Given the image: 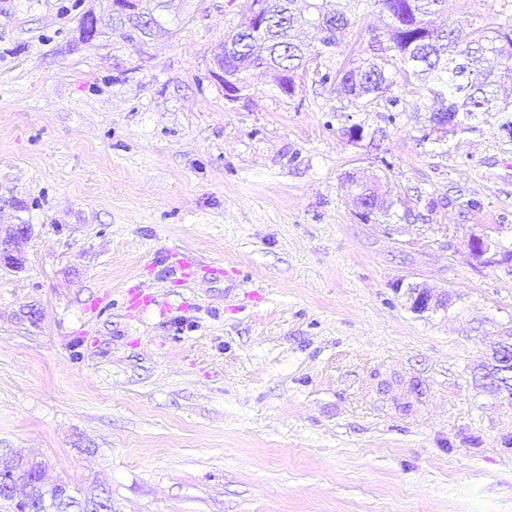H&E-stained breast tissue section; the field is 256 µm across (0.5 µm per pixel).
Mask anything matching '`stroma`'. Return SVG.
<instances>
[{
    "instance_id": "stroma-1",
    "label": "stroma",
    "mask_w": 512,
    "mask_h": 512,
    "mask_svg": "<svg viewBox=\"0 0 512 512\" xmlns=\"http://www.w3.org/2000/svg\"><path fill=\"white\" fill-rule=\"evenodd\" d=\"M250 3L179 0L127 41L111 0H0V448L112 512H512V404L481 379L512 333V139L435 143L399 86L395 120L340 111L319 76L370 55L372 0L294 96L255 70L228 99ZM411 285L453 302L416 313ZM245 25V22L240 24V26L237 28L236 31H234L232 34L227 36L228 38H233L235 36L239 37H246L245 39H248L246 35H248L246 32L241 33V28ZM241 44L240 42H235L232 39L225 40L224 42V52H223V60L218 62L219 69L222 72V79H224V83L227 82L231 86V90L234 91H227V96L230 99H238L241 97V93L243 90L241 89L240 85L236 81H230L228 79L229 71H226L227 65L229 62L238 56L240 53ZM234 88V89H233ZM346 185L350 189L357 205L366 207H375L372 212H365L362 216L368 220V217L377 213L387 212L389 205L386 199L379 194L375 182L368 181L357 173H352L346 180Z\"/></svg>"
}]
</instances>
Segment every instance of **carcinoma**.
Instances as JSON below:
<instances>
[{"label": "carcinoma", "instance_id": "cac0c4a2", "mask_svg": "<svg viewBox=\"0 0 512 512\" xmlns=\"http://www.w3.org/2000/svg\"><path fill=\"white\" fill-rule=\"evenodd\" d=\"M446 3L374 0L389 19L374 58L334 76L324 73L320 82H336V93L346 101L343 108L366 112L381 101L393 109L399 105L398 97L387 96L399 76L424 101L437 141L474 132L492 119L512 139V98L499 97L501 79L512 77V21L463 33L448 24ZM130 6L164 29L158 19L164 0H133ZM271 14L269 28L252 42L239 29L230 34L245 38V53L232 63L231 72L247 90L248 72L265 64L279 91L292 96L307 56L338 47L353 26L351 14L346 7H329L328 0H274ZM346 185L357 204L373 208L364 217L388 210L375 183L353 173ZM486 378L498 386H512V360L494 366ZM37 499L40 512H84V499L72 495L65 483L38 488Z\"/></svg>", "mask_w": 512, "mask_h": 512}]
</instances>
